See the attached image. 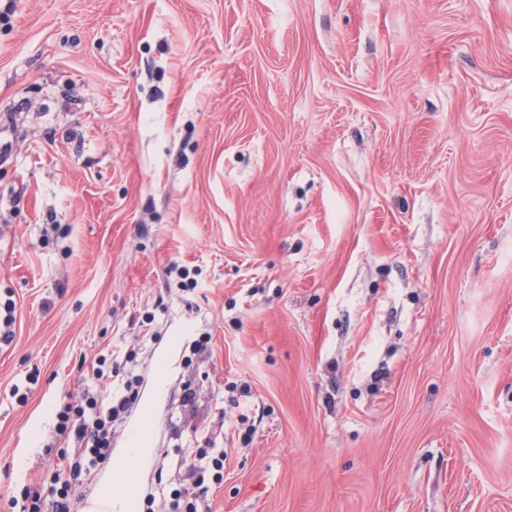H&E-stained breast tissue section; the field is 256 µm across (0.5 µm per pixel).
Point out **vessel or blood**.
<instances>
[{
  "label": "vessel or blood",
  "mask_w": 512,
  "mask_h": 512,
  "mask_svg": "<svg viewBox=\"0 0 512 512\" xmlns=\"http://www.w3.org/2000/svg\"><path fill=\"white\" fill-rule=\"evenodd\" d=\"M152 434L142 424H134L127 434L128 447L123 458L114 462L111 477L120 484L121 494L103 488L82 504V512H135V502L141 489V476L147 459V444Z\"/></svg>",
  "instance_id": "vessel-or-blood-1"
}]
</instances>
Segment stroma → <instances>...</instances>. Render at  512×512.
<instances>
[{"label":"stroma","mask_w":512,"mask_h":512,"mask_svg":"<svg viewBox=\"0 0 512 512\" xmlns=\"http://www.w3.org/2000/svg\"><path fill=\"white\" fill-rule=\"evenodd\" d=\"M3 11L0 512L138 324L214 512H512V0Z\"/></svg>","instance_id":"35a3bbf8"}]
</instances>
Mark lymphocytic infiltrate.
<instances>
[{"label":"lymphocytic infiltrate","mask_w":512,"mask_h":512,"mask_svg":"<svg viewBox=\"0 0 512 512\" xmlns=\"http://www.w3.org/2000/svg\"><path fill=\"white\" fill-rule=\"evenodd\" d=\"M136 360L131 350L113 349L91 365L90 384L80 399L60 402L56 409L55 443L57 450L50 473L35 483L24 484L19 512H73L77 486L112 460V428L135 402L138 374L130 365ZM127 367L124 381L108 389L112 366ZM157 477H169L168 497L147 495L146 502L156 512H211L199 496L206 482L224 479V451L215 439L203 448H179L165 456Z\"/></svg>","instance_id":"1"}]
</instances>
